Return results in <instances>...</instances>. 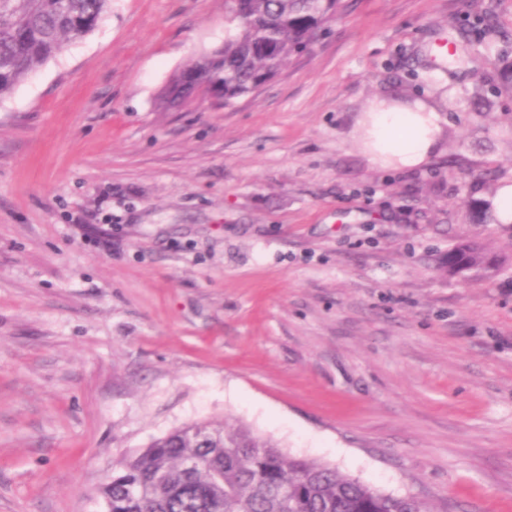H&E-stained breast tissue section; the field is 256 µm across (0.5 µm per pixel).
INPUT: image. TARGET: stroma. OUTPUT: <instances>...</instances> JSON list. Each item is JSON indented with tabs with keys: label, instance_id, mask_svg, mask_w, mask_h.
<instances>
[{
	"label": "stroma",
	"instance_id": "35a3bbf8",
	"mask_svg": "<svg viewBox=\"0 0 512 512\" xmlns=\"http://www.w3.org/2000/svg\"><path fill=\"white\" fill-rule=\"evenodd\" d=\"M229 106H163L224 44V0H111L0 99V512H105L115 463L244 423L431 512H512V265L451 278L465 198L512 181V0H347ZM462 59L428 82L431 44ZM380 97L441 116L375 165ZM375 103L362 122L361 142L372 161L382 167L413 169L425 164L439 139L438 115L422 103L414 110Z\"/></svg>",
	"mask_w": 512,
	"mask_h": 512
}]
</instances>
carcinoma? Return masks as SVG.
Listing matches in <instances>:
<instances>
[{"instance_id":"obj_1","label":"carcinoma","mask_w":512,"mask_h":512,"mask_svg":"<svg viewBox=\"0 0 512 512\" xmlns=\"http://www.w3.org/2000/svg\"><path fill=\"white\" fill-rule=\"evenodd\" d=\"M110 0H0V98L68 39L91 33ZM233 28L223 55L190 63L168 93L224 76V105L249 94L317 40L340 0H225ZM490 253L466 239L448 257L478 275ZM199 461L190 473L185 462ZM107 512H431L412 496L384 494L336 468L285 453L245 425L193 423L153 440L115 465L99 488Z\"/></svg>"}]
</instances>
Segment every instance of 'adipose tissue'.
Masks as SVG:
<instances>
[{"instance_id":"ef3b65f1","label":"adipose tissue","mask_w":512,"mask_h":512,"mask_svg":"<svg viewBox=\"0 0 512 512\" xmlns=\"http://www.w3.org/2000/svg\"><path fill=\"white\" fill-rule=\"evenodd\" d=\"M438 139V115L421 103L410 110L382 99L366 112L362 122V146L372 161L383 167L401 170L425 164Z\"/></svg>"}]
</instances>
